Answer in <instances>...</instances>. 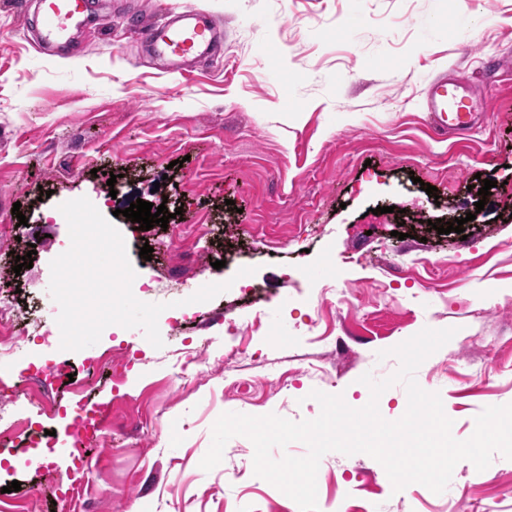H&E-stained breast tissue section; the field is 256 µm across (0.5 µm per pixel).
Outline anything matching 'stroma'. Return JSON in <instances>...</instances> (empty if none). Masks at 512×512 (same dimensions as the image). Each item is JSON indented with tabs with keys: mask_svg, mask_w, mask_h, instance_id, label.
<instances>
[{
	"mask_svg": "<svg viewBox=\"0 0 512 512\" xmlns=\"http://www.w3.org/2000/svg\"><path fill=\"white\" fill-rule=\"evenodd\" d=\"M188 7L213 14L224 43L183 77L157 68L129 20ZM39 24L22 0H0V298H11L19 325L42 314L50 263L69 239L50 217L83 196L112 218L136 273L160 280L140 301L172 302L182 281L231 284L184 329L160 315L161 348L116 325L70 353L31 337L0 368L10 381L64 358L82 378L102 351L133 346L128 370L95 373L90 399L111 403L112 442L90 449L91 512H299L255 476L245 437L212 471L200 468L216 419H313L314 389L362 407L361 376L383 380L399 367L378 352L426 327L456 330L416 372L440 394L454 438L473 434L483 408L512 404V70L479 69L484 57L512 60V0L491 13L480 0H118L107 24L73 31L59 56L33 41ZM445 71L468 77L477 104L461 141L436 140L423 110L428 83ZM487 179L497 185L483 199ZM139 199L182 216L138 231L121 211ZM448 218L464 220V234L430 230ZM26 254L32 268L16 269ZM244 267L251 275L239 276ZM346 283L349 304L321 303V289ZM213 311L235 317L239 335ZM188 342L207 350L204 383L177 376ZM233 345L249 354V387L236 388L222 361ZM310 365L317 374L306 375ZM56 463L46 449L0 456V512L32 499L38 512H74L40 472ZM319 471V512L340 501L348 512H443L460 489L475 512H512V460L498 454L481 472L459 462L433 495L415 483L393 491L363 453L328 452ZM14 481L20 491L7 492Z\"/></svg>",
	"mask_w": 512,
	"mask_h": 512,
	"instance_id": "1",
	"label": "stroma"
}]
</instances>
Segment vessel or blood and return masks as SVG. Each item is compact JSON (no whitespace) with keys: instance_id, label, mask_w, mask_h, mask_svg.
I'll list each match as a JSON object with an SVG mask.
<instances>
[{"instance_id":"vessel-or-blood-1","label":"vessel or blood","mask_w":512,"mask_h":512,"mask_svg":"<svg viewBox=\"0 0 512 512\" xmlns=\"http://www.w3.org/2000/svg\"><path fill=\"white\" fill-rule=\"evenodd\" d=\"M42 21L40 38L48 44L65 42L70 26L93 12V0H37ZM141 41L165 61L170 72L182 75L193 64L211 57L222 40V27L210 14L187 8L166 18L143 19ZM467 86L458 77L436 76L429 84L425 106L436 135L467 134L475 115L467 103Z\"/></svg>"}]
</instances>
